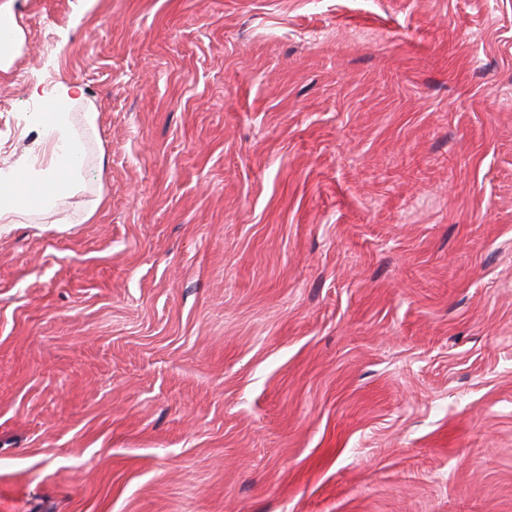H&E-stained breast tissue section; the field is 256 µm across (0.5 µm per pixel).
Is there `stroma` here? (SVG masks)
Wrapping results in <instances>:
<instances>
[{
    "label": "stroma",
    "mask_w": 512,
    "mask_h": 512,
    "mask_svg": "<svg viewBox=\"0 0 512 512\" xmlns=\"http://www.w3.org/2000/svg\"><path fill=\"white\" fill-rule=\"evenodd\" d=\"M0 512H512V0H17ZM80 88L60 82L52 93V112L44 118V136L52 144L53 162L45 170L25 173L0 171V219L22 208L49 211L81 190L83 136L72 121V109L83 98Z\"/></svg>",
    "instance_id": "stroma-1"
}]
</instances>
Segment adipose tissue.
I'll return each mask as SVG.
<instances>
[{
	"label": "adipose tissue",
	"instance_id": "1",
	"mask_svg": "<svg viewBox=\"0 0 512 512\" xmlns=\"http://www.w3.org/2000/svg\"><path fill=\"white\" fill-rule=\"evenodd\" d=\"M81 97L76 86L58 83L52 93V110L44 119V136L53 148V162L39 172L18 177L0 171V219L22 208L49 211L82 185L83 136L72 121Z\"/></svg>",
	"mask_w": 512,
	"mask_h": 512
}]
</instances>
